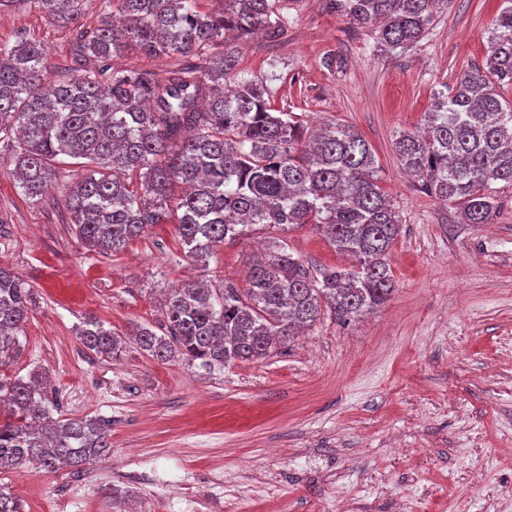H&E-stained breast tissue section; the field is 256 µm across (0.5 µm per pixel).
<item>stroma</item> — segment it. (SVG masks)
<instances>
[{"label": "stroma", "instance_id": "stroma-1", "mask_svg": "<svg viewBox=\"0 0 512 512\" xmlns=\"http://www.w3.org/2000/svg\"><path fill=\"white\" fill-rule=\"evenodd\" d=\"M504 0H449L413 49L385 54L371 29L350 30L330 0H280L284 40L255 37L246 76L276 110L308 127L333 121L372 146L379 184L401 220L391 247L395 290L349 326L325 316L285 352L213 374L162 362L129 336L158 328L165 290L194 281L243 284L274 232L249 233L188 258L172 224L116 255L88 251L63 207L82 170L64 164L36 203L0 157V267L30 290L22 351L10 376L49 377L71 417L112 419L110 452L76 479L70 469L14 470L0 486L25 512H512V186L496 184L488 224L463 223L402 169L400 133L419 130L432 96L481 65ZM40 41L58 77L68 31L35 0L0 9V43ZM307 265L347 260L306 224L286 233ZM96 317L124 337L111 358L77 329ZM128 491L113 503L109 488Z\"/></svg>", "mask_w": 512, "mask_h": 512}]
</instances>
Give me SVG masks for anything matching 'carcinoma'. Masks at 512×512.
<instances>
[{"instance_id": "obj_1", "label": "carcinoma", "mask_w": 512, "mask_h": 512, "mask_svg": "<svg viewBox=\"0 0 512 512\" xmlns=\"http://www.w3.org/2000/svg\"><path fill=\"white\" fill-rule=\"evenodd\" d=\"M35 0L52 24L77 31L72 76L52 80L40 42L20 33L0 44V152L31 202L59 175L62 157L83 168L67 189L69 226L86 248L116 254L153 224H177L184 253L204 260L257 225L282 232L315 225L345 267L313 268L272 242L253 262L248 287L193 284L164 301L162 334L139 327V348L175 355L208 372L278 351L324 309L344 326L385 304L394 291L389 254L398 215L382 192L371 146L351 127L328 124L305 135L291 112L270 107L263 83L241 76L233 42L254 33L281 40L276 0ZM350 26L381 24L379 50L406 52L425 36L447 0H331ZM128 50L176 62L165 76L122 68ZM512 5L493 20L485 63L433 94L422 134L395 140L402 165L426 194L458 206L467 224H489L491 185L512 184ZM185 185L174 197V186ZM30 289L0 267V368L21 351ZM83 346L107 358L122 339L89 317ZM112 420L51 413L46 375L0 373V473L55 472L110 452Z\"/></svg>"}]
</instances>
